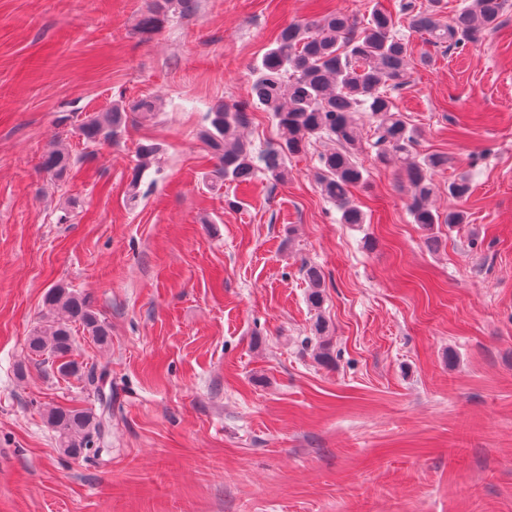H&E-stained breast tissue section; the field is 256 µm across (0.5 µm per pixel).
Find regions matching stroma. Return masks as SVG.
<instances>
[{"mask_svg":"<svg viewBox=\"0 0 512 512\" xmlns=\"http://www.w3.org/2000/svg\"><path fill=\"white\" fill-rule=\"evenodd\" d=\"M377 1L395 3L196 0L146 36L153 0H0V512H512V7L447 53L396 19L412 56L393 97L418 153L447 156L433 204L464 224H413L368 147L353 225L314 177L329 141L286 181L236 185L198 137L214 104L250 101L282 28ZM144 96L152 122L86 150L75 122ZM147 140L159 171L133 205ZM52 144L79 158L61 180L40 166ZM305 262L325 277L317 311ZM57 285L111 331L105 348L75 332L76 359L110 367L95 459L64 455L43 412L97 413L96 395L27 348ZM160 148L156 143H140L136 150V164L134 166L133 176L130 182V199L136 201L140 190L141 181L144 175L158 164V155Z\"/></svg>","mask_w":512,"mask_h":512,"instance_id":"obj_1","label":"stroma"}]
</instances>
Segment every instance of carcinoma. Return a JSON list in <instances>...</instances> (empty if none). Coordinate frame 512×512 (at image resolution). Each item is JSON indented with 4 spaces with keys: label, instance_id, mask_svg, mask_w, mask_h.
Here are the masks:
<instances>
[{
    "label": "carcinoma",
    "instance_id": "obj_1",
    "mask_svg": "<svg viewBox=\"0 0 512 512\" xmlns=\"http://www.w3.org/2000/svg\"><path fill=\"white\" fill-rule=\"evenodd\" d=\"M431 8L415 9L411 0L400 11L411 16V27L428 35L435 47L458 49L478 41L495 29L508 8V0H470L457 10L451 24L439 18L440 0H430ZM194 0H155V7L141 21V31L150 35L169 14H188ZM410 51L407 39L394 30L391 13L374 4L363 23L346 15L329 13L316 19L289 24L281 30L274 47L251 67L250 88L254 105L271 114L278 139L262 150L239 135L249 123L245 107L219 102L207 114L201 139L212 150L224 180L243 183L262 171L278 183L288 175L286 160L302 153L313 139L327 138L335 147L321 154L315 173L322 195L340 213L342 224H363L365 215L351 199V189L366 180V170L356 161L362 149L358 116L368 115L373 126L372 149L380 163L392 160L406 175L411 187L409 212L413 223L425 230L436 224L448 228L465 221L461 211L448 215L432 209L430 198L437 190L434 175L448 166L442 154L414 152L416 131L396 110L391 92L407 84ZM147 121L156 115V103L142 98L133 106L115 104L106 112L85 115L76 134L88 147H97L120 138L131 115ZM156 143H141L130 182V199L137 200L144 175L158 164ZM74 159L53 146L42 157V168L56 178L63 177ZM308 283V302L318 310L324 302V276L312 265L301 266ZM48 315L28 338L31 354L44 358L65 378H86L94 386L108 376L107 369L82 373L74 359V327L86 330L92 341L109 344L110 332L89 297L58 285L46 296ZM46 421L56 434L59 448L72 458L104 451L105 437L112 421V402L97 415L86 409L53 407Z\"/></svg>",
    "mask_w": 512,
    "mask_h": 512
}]
</instances>
